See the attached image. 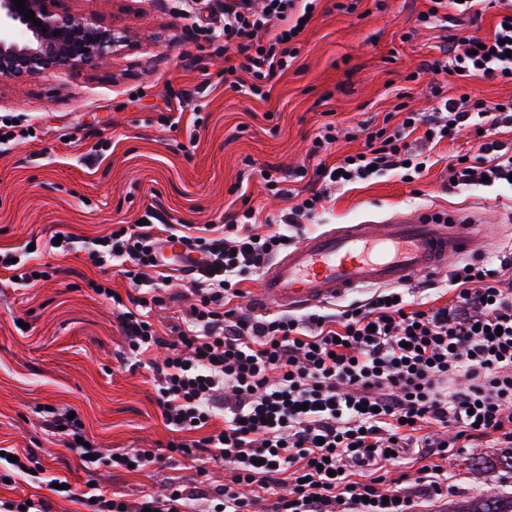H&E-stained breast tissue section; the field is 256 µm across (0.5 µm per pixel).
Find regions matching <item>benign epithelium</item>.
Masks as SVG:
<instances>
[{"mask_svg":"<svg viewBox=\"0 0 512 512\" xmlns=\"http://www.w3.org/2000/svg\"><path fill=\"white\" fill-rule=\"evenodd\" d=\"M49 0H26L24 20L13 0H0V76L21 78L65 66H87L112 51L114 31L79 14H58ZM40 21L41 25L34 24Z\"/></svg>","mask_w":512,"mask_h":512,"instance_id":"benign-epithelium-1","label":"benign epithelium"}]
</instances>
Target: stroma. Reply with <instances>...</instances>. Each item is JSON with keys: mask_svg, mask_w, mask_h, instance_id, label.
Masks as SVG:
<instances>
[{"mask_svg": "<svg viewBox=\"0 0 512 512\" xmlns=\"http://www.w3.org/2000/svg\"><path fill=\"white\" fill-rule=\"evenodd\" d=\"M336 2L320 0L298 58L261 100L225 84L224 41L199 30L223 27L224 0H52L53 10L83 14L128 40L93 66L0 79V115L20 116L32 131L0 151V247L61 229L103 236L113 225L136 223L151 205L200 228L248 207L265 222L291 206V194L315 187L308 177L285 181L289 170L311 172L319 160L331 164L363 149V139H342L323 157L311 156L323 123L382 124L403 90L411 93L410 108L431 111L425 79L412 82L409 74L440 56L450 37L485 36L495 24L492 8L475 22L425 26L416 17L429 0H355L348 12ZM475 153L464 134L437 145L434 166L415 182L390 172L329 188L323 209L292 239L397 212H449L499 225L477 252L499 267L512 241V185H448L450 156ZM271 175L282 177L280 187L268 183ZM41 261L50 277L33 288L11 287L0 272V448L27 449L49 475L80 488L95 484L122 500L162 491L176 476L189 490L205 476L223 483L222 464L204 454L177 455L138 473L106 465L90 471L46 433L49 411L72 410L106 453L161 449L171 438L148 368L132 365L111 301L87 285L93 279L124 295L128 281L116 267L87 264L81 253ZM188 286L175 274L165 304L151 313L155 326L177 323L192 300ZM448 482L452 493L422 512H448L479 495L512 497V450L471 441L450 453ZM29 496L45 500L48 512H83L30 477L0 484L2 501Z\"/></svg>", "mask_w": 512, "mask_h": 512, "instance_id": "stroma-1", "label": "stroma"}]
</instances>
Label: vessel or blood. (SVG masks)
Wrapping results in <instances>:
<instances>
[{
    "label": "vessel or blood",
    "instance_id": "vessel-or-blood-1",
    "mask_svg": "<svg viewBox=\"0 0 512 512\" xmlns=\"http://www.w3.org/2000/svg\"><path fill=\"white\" fill-rule=\"evenodd\" d=\"M489 227L459 214H396L382 224H342L305 237L260 274L258 308L297 312L350 290L407 285L449 257L470 255Z\"/></svg>",
    "mask_w": 512,
    "mask_h": 512
}]
</instances>
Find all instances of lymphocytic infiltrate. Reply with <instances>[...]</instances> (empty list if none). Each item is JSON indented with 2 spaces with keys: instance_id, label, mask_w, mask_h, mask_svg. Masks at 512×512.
Instances as JSON below:
<instances>
[{
  "instance_id": "1",
  "label": "lymphocytic infiltrate",
  "mask_w": 512,
  "mask_h": 512,
  "mask_svg": "<svg viewBox=\"0 0 512 512\" xmlns=\"http://www.w3.org/2000/svg\"><path fill=\"white\" fill-rule=\"evenodd\" d=\"M317 2L224 0L220 34L240 58L225 67V78L246 71L249 94L265 98L268 82L297 58L299 26L314 17ZM499 3L491 35L455 39L441 56L422 61L418 74L456 71L464 80L512 82V0ZM430 93L438 100L432 113L401 103L397 123L351 129V137H364V150L319 163L313 175L322 189L289 207L280 223L297 228L312 219L330 185L387 171L414 182L430 167L425 145L472 129L477 154L452 164L451 178L461 185L511 179L512 142L498 134L512 129V99L495 104L472 92L448 99L437 85ZM421 129V147L411 146L410 136ZM144 217L145 224L116 225L85 247L69 232L42 247L85 251L95 267L118 266L136 289L126 301L111 287L88 283L117 308L131 353L148 358L158 406L174 434L168 451L214 452L229 465V483L200 493L216 500L220 512H252L263 498L268 512H418L419 499L447 492L451 449L477 438L512 447V260L496 269L476 259L453 265L456 296L449 307L389 288L337 315L258 318L236 305L239 285L285 244L281 233L256 231L254 209L227 216L207 236L181 231L153 207ZM167 234L204 259L192 281L197 300L173 341L150 320L164 301L151 272ZM0 270L21 288L48 278L24 246L0 247ZM399 458L417 463L415 477L400 473L395 489L382 490L386 466ZM60 495L89 512H193L190 495L175 485L163 497L144 494L133 502L73 488Z\"/></svg>"
}]
</instances>
